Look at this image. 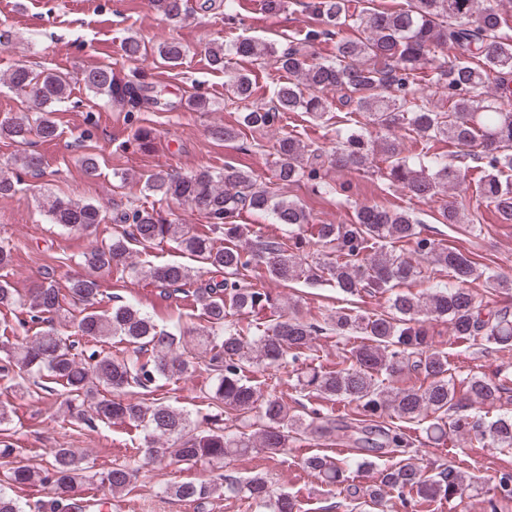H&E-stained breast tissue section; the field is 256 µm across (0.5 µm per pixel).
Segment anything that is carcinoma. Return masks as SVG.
<instances>
[{
  "label": "carcinoma",
  "instance_id": "cac0c4a2",
  "mask_svg": "<svg viewBox=\"0 0 512 512\" xmlns=\"http://www.w3.org/2000/svg\"><path fill=\"white\" fill-rule=\"evenodd\" d=\"M152 8L173 23L183 20L187 0H150ZM316 24L303 37L293 38L278 50L273 44L239 37L227 45L206 49L210 66L225 70L233 57L250 59L262 67L288 74L267 103L251 101L252 81L248 74L229 77V100L243 104L237 125L217 127L212 135L233 140L245 129L272 128L280 116L303 112L312 120L329 122L331 103L326 94L336 92V111L344 113L336 125V142L331 151L312 146L285 133L274 145L276 181L283 185L310 184L313 190L343 195L349 184H332L323 177L325 166L346 171H367L381 155L387 163L388 180L400 186L409 200L438 204L442 224H479L481 207L493 209L500 223L512 224V110L504 108L512 97V36L503 31L502 14L485 7L481 0H408L399 10L352 7L351 0H316L308 4ZM360 32L357 37L345 35ZM334 41L330 61L316 58L315 47ZM450 47L455 54L437 62L438 53ZM125 57L145 61L140 40L128 36L123 42ZM158 55L174 65L186 53L176 38L157 47ZM434 66L432 82L448 93V109L435 110L418 86L419 71ZM83 84L104 96L120 112L132 116L160 95L140 79L120 77L110 64L87 67L73 77L35 70L18 64L3 79L22 93L39 115L35 121L21 115L0 120V139L24 146V150L0 166V194L16 191L21 175L42 174V157L29 149L31 136L51 142L58 136L53 119L55 107L70 98L72 82ZM389 131L381 140L367 135V127ZM416 134L425 143L445 139L455 151V161L433 153L424 160L402 156L392 129ZM481 161L475 198L447 199V189L464 180L470 163ZM143 190L162 199H175L203 213L213 232L224 235V245L199 234L188 224L164 218L155 209L134 207L114 221L124 225L112 239L91 246L82 254L86 273L71 280L69 293L81 309L72 316L75 335L63 322L67 309L53 281L47 280L22 296L8 282L0 281V306L20 308L30 322L43 324L31 341L3 350L0 381L6 387L22 386L21 374H46L68 392L67 412L91 425L124 423L142 430L150 439L145 450L148 462L162 464L169 458L194 464L200 460L222 465L248 452L282 455L293 436L313 431L322 436L336 430L329 417L309 420L295 413L275 386L267 390L251 384L248 374L256 369L282 365L288 356L311 349L326 326L308 322L295 314L279 315L264 328L249 335L233 327L230 317L258 313L271 304L270 293L241 281L243 273L264 264L271 278L290 282L304 277L327 279L350 296L388 295L386 313L362 314L340 308L327 326L338 335L360 336L359 344L345 351L343 367L312 369L297 375V385L308 395L339 399L356 406L362 414V441L376 448H390L399 460L382 470L379 483L367 490L374 504L395 492L407 505L412 498H437L465 503L476 488L477 477L463 467L448 463L433 477L424 475L412 453L414 439L409 425L434 417L429 425L439 441L447 435H474L502 451L512 450V415L503 413L491 421L476 418L468 410L493 407L511 392L509 377L492 379L472 374L461 380L458 391L448 353L436 348L426 322L445 318L457 340L485 342L498 352H512V310L479 301L467 285L477 277V262L471 253L446 246L419 228L421 220L409 207L357 204L349 224H312L309 214L294 199L280 196L257 182L249 172L224 166L213 173L197 170L173 174L159 170L147 175ZM241 210L269 213L275 223L288 228V238L276 240L253 234L247 224H234ZM51 222L69 230H87L106 221L99 206L53 197L46 203ZM146 245L175 242L216 274L206 287L193 294L198 318L205 326L193 339L160 327L139 305L124 302L110 311L94 310L101 294L100 275L128 272L160 288L170 298L183 291L193 279V269L180 264L144 266L133 259L130 242ZM409 245L423 263H414L396 249ZM323 249L324 260L303 266L304 249ZM448 272V282L423 294L404 287L416 280L431 279ZM119 338L125 347L115 353L99 344ZM217 373L215 387L203 398L231 416L233 424L211 418L206 430L198 429L190 414L163 401L150 405L140 400L138 390H149L158 380L180 379L196 370L198 359ZM420 380V385H391L401 374ZM110 397H98L99 388ZM262 421L252 432V417ZM304 467L327 485L344 476L348 461L315 454ZM90 460L63 444L52 452L51 461L37 466L26 459L0 477V512H25L4 488L40 486L45 495L34 501L32 512H78L80 506L69 493L90 477L116 496L128 490L139 467L117 464L92 472ZM242 494L266 512H300L288 493H273L262 475L240 482L218 473L167 486L164 493L203 506L223 491ZM512 498V473L504 472L487 500L489 512H498L500 499Z\"/></svg>",
  "mask_w": 512,
  "mask_h": 512
}]
</instances>
